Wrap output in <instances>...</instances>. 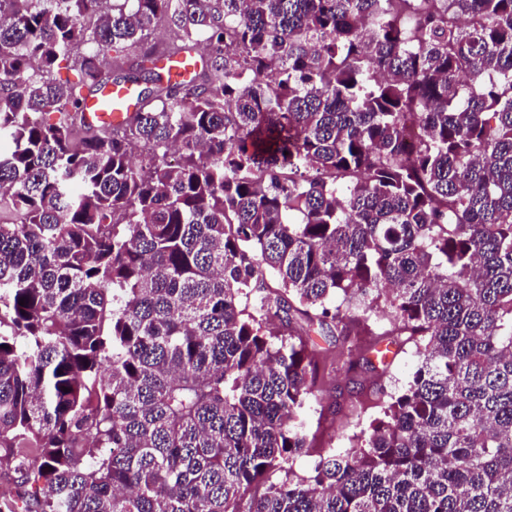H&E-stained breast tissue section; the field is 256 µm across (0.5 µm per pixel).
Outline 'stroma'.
<instances>
[{
  "label": "stroma",
  "instance_id": "obj_1",
  "mask_svg": "<svg viewBox=\"0 0 512 512\" xmlns=\"http://www.w3.org/2000/svg\"><path fill=\"white\" fill-rule=\"evenodd\" d=\"M417 362L413 343L403 344L389 354L383 374H354L343 367L326 370L327 381L307 401L304 432L314 449L290 459L294 474L309 475L317 460V450L349 447L354 436L377 416L379 402L400 392Z\"/></svg>",
  "mask_w": 512,
  "mask_h": 512
}]
</instances>
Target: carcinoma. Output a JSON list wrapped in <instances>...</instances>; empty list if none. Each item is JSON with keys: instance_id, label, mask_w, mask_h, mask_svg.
<instances>
[{"instance_id": "obj_1", "label": "carcinoma", "mask_w": 512, "mask_h": 512, "mask_svg": "<svg viewBox=\"0 0 512 512\" xmlns=\"http://www.w3.org/2000/svg\"><path fill=\"white\" fill-rule=\"evenodd\" d=\"M0 203V512H512V0H0ZM316 325L419 361L301 477ZM203 59L204 56L199 52L165 53L157 58V64H160L157 67L165 79L172 82H186L194 79L201 70ZM140 106V92L136 85L112 84L88 98L82 116L88 126H112L123 122Z\"/></svg>"}]
</instances>
